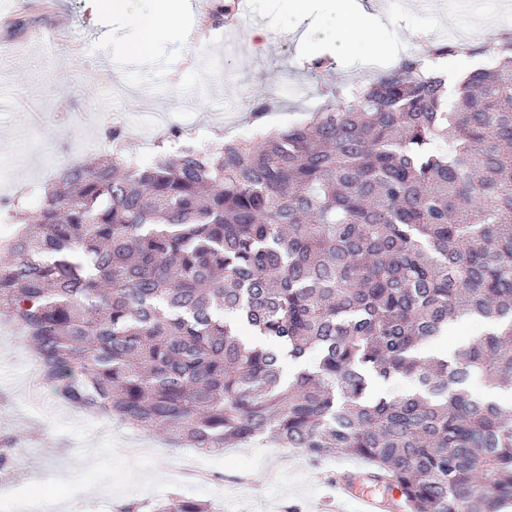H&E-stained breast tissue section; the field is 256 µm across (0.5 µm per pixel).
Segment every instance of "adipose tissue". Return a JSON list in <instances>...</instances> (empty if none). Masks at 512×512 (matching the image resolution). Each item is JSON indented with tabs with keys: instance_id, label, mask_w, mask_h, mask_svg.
<instances>
[{
	"instance_id": "1",
	"label": "adipose tissue",
	"mask_w": 512,
	"mask_h": 512,
	"mask_svg": "<svg viewBox=\"0 0 512 512\" xmlns=\"http://www.w3.org/2000/svg\"><path fill=\"white\" fill-rule=\"evenodd\" d=\"M155 7L151 15L142 16L134 13L130 0H98L102 11L124 17L127 23L140 29L143 33V43L130 48L131 56L144 60L148 57L146 43L156 33L174 32L179 28L180 0H154ZM327 5L339 21L336 29L337 41L354 43L361 30L380 25L379 16L359 8L358 0H298V11H312L320 5Z\"/></svg>"
}]
</instances>
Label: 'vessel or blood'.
<instances>
[{"mask_svg":"<svg viewBox=\"0 0 512 512\" xmlns=\"http://www.w3.org/2000/svg\"><path fill=\"white\" fill-rule=\"evenodd\" d=\"M329 478L336 488L337 504L355 503V512H408L402 490L391 482L374 483L369 491L358 490V483L367 479L358 467H337L330 471Z\"/></svg>","mask_w":512,"mask_h":512,"instance_id":"vessel-or-blood-1","label":"vessel or blood"}]
</instances>
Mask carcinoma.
<instances>
[{"instance_id":"obj_1","label":"carcinoma","mask_w":512,"mask_h":512,"mask_svg":"<svg viewBox=\"0 0 512 512\" xmlns=\"http://www.w3.org/2000/svg\"><path fill=\"white\" fill-rule=\"evenodd\" d=\"M235 0H214L219 25ZM424 54L255 140L60 172L0 251V319L70 408L220 454L272 439L365 461L411 512L512 502V37L453 81ZM491 326L453 361L420 344ZM296 372L284 378L282 364ZM405 377L417 391L373 392ZM0 436V472L14 464ZM150 512H212L182 496Z\"/></svg>"}]
</instances>
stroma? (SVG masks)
Returning <instances> with one entry per match:
<instances>
[{"label": "stroma", "instance_id": "stroma-1", "mask_svg": "<svg viewBox=\"0 0 512 512\" xmlns=\"http://www.w3.org/2000/svg\"><path fill=\"white\" fill-rule=\"evenodd\" d=\"M200 0H184L180 31L158 37L151 59L123 53L137 30L99 13L96 0H0V197L14 200L19 219L36 212L22 191L48 183L60 163H80L111 153L107 124L131 115H160L165 128L185 121L203 125L212 142L253 139L259 128L282 130L306 119L334 88L395 67L416 54L413 31L436 39L466 19L454 0H373L386 32L362 34L332 50L333 67L309 73L307 48L328 40L332 24L299 18L287 0H247L239 25L200 30ZM266 28L269 48L251 52L249 32ZM276 99L261 121L250 110ZM35 356L24 340L0 334V430L12 433L24 458L9 479L22 493L11 512H33L28 490L47 488L46 512H114L129 498L153 504L171 494L212 500L224 496V512H324L334 494L325 475L341 456L310 460L301 450L255 442L202 456L212 489L195 486L170 466L179 451L159 435L102 420L85 431L74 410L44 396V412L19 400L27 366Z\"/></svg>", "mask_w": 512, "mask_h": 512}]
</instances>
